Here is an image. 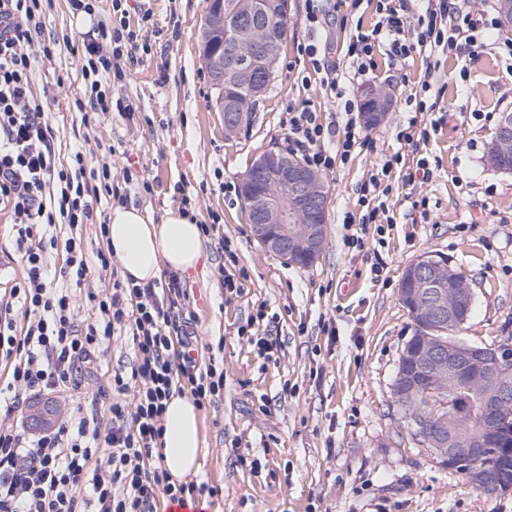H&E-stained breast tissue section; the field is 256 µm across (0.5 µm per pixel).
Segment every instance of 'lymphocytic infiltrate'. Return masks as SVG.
<instances>
[{
	"instance_id": "f902f5d3",
	"label": "lymphocytic infiltrate",
	"mask_w": 512,
	"mask_h": 512,
	"mask_svg": "<svg viewBox=\"0 0 512 512\" xmlns=\"http://www.w3.org/2000/svg\"><path fill=\"white\" fill-rule=\"evenodd\" d=\"M363 0H306L304 24L311 36L302 52L327 86L336 84V67L322 32L344 6ZM51 0H0V212L12 221L22 277L0 299V512H157L159 497L170 503L210 500L220 490L208 482H176L164 466L163 416L173 392L187 393L199 408L210 407L224 391V369L216 355H204L189 325L180 321L188 294L180 277L169 275L154 288L113 276L104 295L88 294L91 315L78 322L72 292L87 279L89 264L81 230L96 223L102 198L124 203L127 193L112 181L109 164L88 166L83 152L69 164L56 160L55 130L42 99L33 89L41 59L52 57L54 44L32 51ZM117 18L93 24L70 45L83 79L84 95L95 114L133 115L131 105L113 98L110 87L122 82V61L142 63L148 53L122 18V0H112ZM371 28L355 27L347 56L356 73L373 71L377 50L404 59L414 51L479 54L481 32L489 23L465 0H427L410 18L408 0H377ZM288 138L306 148V162L319 170L347 162L358 142L356 126L343 131L323 124L309 103L289 108ZM403 169L405 183L430 178L428 157L407 165L402 155L386 160L380 172L361 184L356 205L360 223L389 220L385 178ZM68 225L71 235L58 242L54 230ZM63 250L58 279H51L47 258ZM129 341L135 360L114 371L108 385L93 393L107 400L109 421L76 404L53 430L30 435L11 417L19 396L42 392L75 396L81 372L97 361L104 341Z\"/></svg>"
}]
</instances>
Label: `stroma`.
I'll return each instance as SVG.
<instances>
[{
  "label": "stroma",
  "mask_w": 512,
  "mask_h": 512,
  "mask_svg": "<svg viewBox=\"0 0 512 512\" xmlns=\"http://www.w3.org/2000/svg\"><path fill=\"white\" fill-rule=\"evenodd\" d=\"M288 38L277 76L252 122L235 137L200 56L204 0H127V21L150 51L113 94L135 114L112 112L83 120L74 102L84 90L76 61L62 48L40 64L34 87L52 114L55 151L68 162L83 149L88 165L143 173L150 191L130 188L128 201L161 222L188 205L197 221L218 220L205 238V262L184 274L199 343L223 342L224 394L201 411L204 439L197 479L220 487L211 512H512V491L488 494L448 471L417 440L392 401L398 359L413 332L399 299L406 267L424 253L440 254L472 281L473 310L457 337L492 345L512 336V173L490 168L486 148L501 113L512 112V58L498 49L504 28L486 30L480 55L415 53L379 57L373 72L353 77L345 45L356 22L371 23L374 7H343L327 38L340 76L331 91L299 53L309 34L305 0H290ZM149 22H142L144 12ZM84 26L66 0H52L38 43L74 40ZM431 72L433 111L405 103L411 82ZM392 81L395 105L379 126L361 128L351 160L324 172L329 207L327 246L312 265L284 264L253 237L239 186L264 151L288 150L286 109L310 102L324 122L344 127L360 116V89ZM431 126L419 151L433 176L407 185L392 174L384 229L352 222L363 180L395 153L410 154L398 133L410 121ZM425 208H416L418 200ZM358 236L363 247L349 246ZM234 241L247 275L242 294L226 297L220 238ZM276 318L280 346L257 356L238 329L259 305ZM335 335H327L328 327ZM99 364L82 374L95 391L106 372L134 359L124 339L103 345ZM260 458L254 474L236 463Z\"/></svg>",
  "instance_id": "obj_1"
}]
</instances>
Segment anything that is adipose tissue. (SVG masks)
<instances>
[{
	"label": "adipose tissue",
	"mask_w": 512,
	"mask_h": 512,
	"mask_svg": "<svg viewBox=\"0 0 512 512\" xmlns=\"http://www.w3.org/2000/svg\"><path fill=\"white\" fill-rule=\"evenodd\" d=\"M107 239L123 278L144 286L159 279L163 270L196 269L204 253L203 237L193 214L168 210L154 223L134 205L117 206L108 216ZM164 465L180 480L200 467V412L190 395H174L163 419Z\"/></svg>",
	"instance_id": "obj_1"
}]
</instances>
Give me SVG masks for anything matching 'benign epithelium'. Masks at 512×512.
Here are the masks:
<instances>
[{
	"instance_id": "1",
	"label": "benign epithelium",
	"mask_w": 512,
	"mask_h": 512,
	"mask_svg": "<svg viewBox=\"0 0 512 512\" xmlns=\"http://www.w3.org/2000/svg\"><path fill=\"white\" fill-rule=\"evenodd\" d=\"M288 0H266L260 11L243 21L240 40L251 49L240 51L239 40L224 42V54L212 52L203 41L206 61L216 87L221 89L220 109L224 131L237 134L259 104L275 74V66L287 33L267 24L274 12L288 13ZM243 82L249 100L241 105L231 98V83ZM362 102L370 110L361 113L366 127L385 121L393 107V93L387 85H368L360 90ZM512 155V115L499 122L488 147V164L503 171L501 160ZM241 197L249 212L255 238L286 264L304 260L315 262L327 242V190L320 174L299 158L281 150H269L251 166L242 180ZM404 278L413 282L411 292H402L410 313L414 338L418 343L400 354L392 395L414 436L431 449L439 462L463 474L472 484L488 493L512 491V468L495 461L488 453L492 438L512 433V341L494 346H476L454 337L463 321L462 311L474 301V290L461 272L443 256L424 254L412 262ZM454 282L452 290L443 288ZM411 364L427 381L448 392L451 423H444L436 411L419 412L415 402L423 384L405 372ZM481 403L480 425L472 428L473 411ZM59 402L40 398L31 402L29 424L50 426Z\"/></svg>"
}]
</instances>
